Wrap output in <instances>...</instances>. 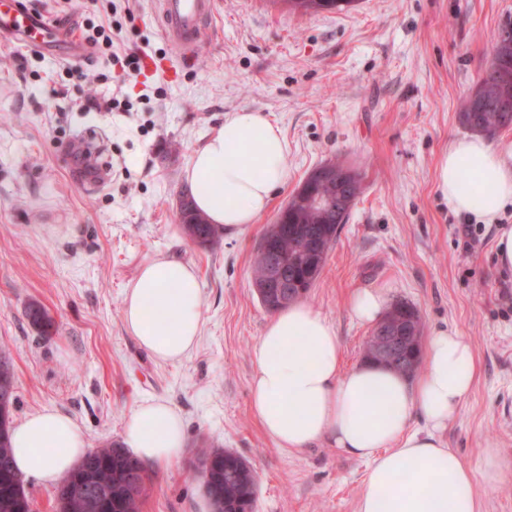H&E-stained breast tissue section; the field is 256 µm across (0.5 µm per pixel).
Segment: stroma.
Segmentation results:
<instances>
[{
    "instance_id": "35a3bbf8",
    "label": "stroma",
    "mask_w": 512,
    "mask_h": 512,
    "mask_svg": "<svg viewBox=\"0 0 512 512\" xmlns=\"http://www.w3.org/2000/svg\"><path fill=\"white\" fill-rule=\"evenodd\" d=\"M78 30L113 23L122 45L163 61L121 76L107 56L65 60L0 42V356L17 388L14 422L46 408L69 416L88 448L120 444L146 400L181 413L185 454L149 470L141 512H210L190 463L200 442L253 467L255 512H357L366 461L327 442L286 451L251 408L253 347L270 317L252 285L261 238L305 177L338 161L362 193L304 298L335 328L343 369L364 361L372 327L349 308L353 292L382 288L414 305L423 342L467 336L479 363L473 391L442 433L480 482L484 512H512V271L496 262L499 228L461 227L436 188V166L466 136L457 115L490 64L512 0H359L349 10L288 13L273 0H216L215 28L198 59H179L152 0H70ZM176 68L169 77L168 68ZM127 100L126 112H83L87 94ZM262 112L288 141V183L256 224L204 249L184 234L179 201L193 152L238 109ZM110 179L93 189L87 165ZM166 257L192 266L202 326L189 354L165 362L127 331L124 297L141 266ZM53 318L41 336L29 303ZM508 469L483 482L486 449Z\"/></svg>"
}]
</instances>
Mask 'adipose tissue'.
I'll use <instances>...</instances> for the list:
<instances>
[{
    "label": "adipose tissue",
    "mask_w": 512,
    "mask_h": 512,
    "mask_svg": "<svg viewBox=\"0 0 512 512\" xmlns=\"http://www.w3.org/2000/svg\"><path fill=\"white\" fill-rule=\"evenodd\" d=\"M287 152L280 127L261 112H230L186 169L197 209L209 223L243 231L287 183ZM469 176L483 185L481 200L467 190ZM436 182L451 209L498 224L512 203V151L493 148L482 137L455 139L439 158ZM124 320L155 358L183 359L202 320L194 269L162 257L145 262L126 292ZM252 359V410L278 448L302 450L327 440L368 462L357 512H483L471 468L439 438L477 378L466 336H433L418 378L370 362L345 371L333 325L312 307L295 303L271 316ZM417 417L424 430L413 429ZM184 443L181 416L168 403L147 401L130 413L125 449L143 464L168 467L180 460ZM12 447L19 471L44 485L58 483L87 452L76 424L49 409L14 427Z\"/></svg>",
    "instance_id": "1"
}]
</instances>
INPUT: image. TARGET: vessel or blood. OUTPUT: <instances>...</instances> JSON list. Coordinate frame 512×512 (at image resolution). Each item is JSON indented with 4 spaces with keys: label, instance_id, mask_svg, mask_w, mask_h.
<instances>
[{
    "label": "vessel or blood",
    "instance_id": "obj_1",
    "mask_svg": "<svg viewBox=\"0 0 512 512\" xmlns=\"http://www.w3.org/2000/svg\"><path fill=\"white\" fill-rule=\"evenodd\" d=\"M155 12L165 39L179 46L186 59H194L199 45L210 35L215 0H156ZM35 43L50 54L78 55L80 43L73 37L72 24L48 21L22 7L21 0H0V39Z\"/></svg>",
    "mask_w": 512,
    "mask_h": 512
}]
</instances>
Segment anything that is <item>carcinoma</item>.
<instances>
[{
	"mask_svg": "<svg viewBox=\"0 0 512 512\" xmlns=\"http://www.w3.org/2000/svg\"><path fill=\"white\" fill-rule=\"evenodd\" d=\"M291 13L315 14L322 11H342L351 7L354 0H283ZM460 124L476 133L493 137L496 133L512 126V53L495 54L493 63L458 112ZM362 189L359 174H354L345 188L333 183L318 182L313 187H303L300 198L311 196L327 198L329 205L318 207L313 204H300L290 198L288 205L279 214L281 229L270 242L259 244L253 260V280L264 276L268 255L276 251L280 254H294L293 243L303 235L313 244L311 253L298 256L296 262L288 266L300 280L303 292H308L321 275L328 253L336 241L339 229L348 220L350 211ZM181 223L186 236L201 247L214 244L221 228L208 223L207 219L194 207L189 195L183 196L180 203ZM407 311L392 305L386 317L401 325H411L409 351L421 352L422 321L419 311L409 303H403ZM27 316L31 324L44 336L51 335L54 320L38 303L29 305ZM8 388L9 395L0 413V512H34L31 509L33 498L26 490L23 478L15 469L11 431L13 428L12 408L16 402L15 376L11 364L0 357V388ZM214 458L224 461L219 470L203 472L194 468L201 478L208 496L223 512H245L255 509L257 484L245 474L247 461L241 455L224 449H203L197 460ZM134 464L139 469L144 466L125 455H114V446L95 448L87 453L81 462L55 488V512H94L88 508L87 494L98 488L107 500L105 512H113L112 499L118 498L120 512H140L141 500L125 491V468Z\"/></svg>",
	"mask_w": 512,
	"mask_h": 512,
	"instance_id": "1",
	"label": "carcinoma"
}]
</instances>
